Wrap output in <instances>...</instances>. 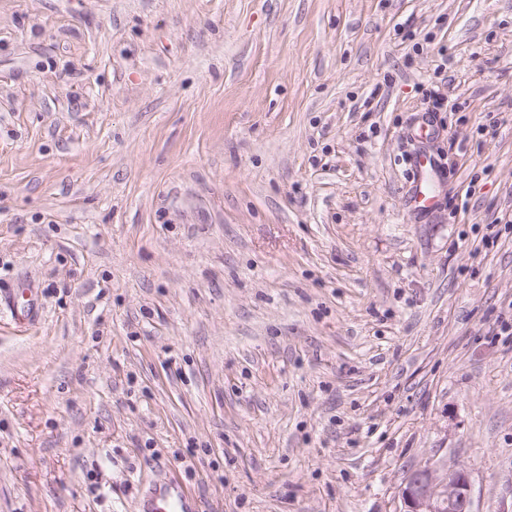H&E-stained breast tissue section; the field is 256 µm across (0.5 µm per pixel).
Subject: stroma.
Here are the masks:
<instances>
[{
  "label": "stroma",
  "instance_id": "1",
  "mask_svg": "<svg viewBox=\"0 0 512 512\" xmlns=\"http://www.w3.org/2000/svg\"><path fill=\"white\" fill-rule=\"evenodd\" d=\"M510 213L512 0H0V512H497ZM401 512H475L470 475L463 468L439 476L432 465L415 469L401 490ZM141 512H195L192 500L176 483L156 486L146 496Z\"/></svg>",
  "mask_w": 512,
  "mask_h": 512
}]
</instances>
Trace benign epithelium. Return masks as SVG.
Masks as SVG:
<instances>
[{"mask_svg":"<svg viewBox=\"0 0 512 512\" xmlns=\"http://www.w3.org/2000/svg\"><path fill=\"white\" fill-rule=\"evenodd\" d=\"M401 512H475L470 475L463 468L438 475L431 465L415 469L401 490Z\"/></svg>","mask_w":512,"mask_h":512,"instance_id":"obj_1","label":"benign epithelium"}]
</instances>
